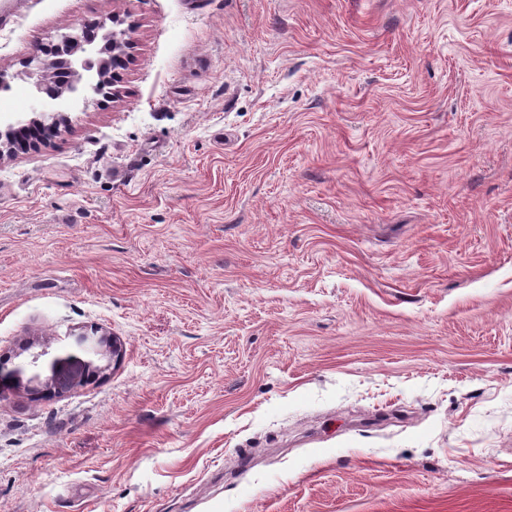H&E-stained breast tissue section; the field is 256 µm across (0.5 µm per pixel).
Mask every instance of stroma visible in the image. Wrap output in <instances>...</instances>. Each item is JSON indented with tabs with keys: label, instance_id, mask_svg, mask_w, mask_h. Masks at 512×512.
<instances>
[{
	"label": "stroma",
	"instance_id": "1",
	"mask_svg": "<svg viewBox=\"0 0 512 512\" xmlns=\"http://www.w3.org/2000/svg\"><path fill=\"white\" fill-rule=\"evenodd\" d=\"M114 13L0 158V512H512V0H12L0 108ZM126 24V20L121 19L117 16H112V31H111V39L112 45L108 46L112 48V71L109 68L110 60L105 59L103 61L104 68L101 71V75L97 76L98 80L95 84L89 86L90 90L94 94L102 93L105 82L108 83V87L111 84L112 72L119 68L123 64L124 55L126 49L129 47V34L134 28V24L132 22H128L126 27L121 28V26ZM85 30L81 29L79 33L64 35L60 41L54 44L50 49H46L43 52L45 55H51L53 58L46 60L41 59L39 56H34L26 63L27 70L26 75L28 78L33 79L34 83V105L31 108L32 114H36L37 117L30 119H18L14 125L13 134L22 136L32 132L38 139L43 140L45 137L52 136L58 131L60 120L58 118V112H47V107L50 101L59 100L62 98L64 93H75L78 91V84L82 80V73L85 67V55L87 53L84 45V34ZM68 45L70 50V58H62L63 48ZM36 62V64H33ZM54 63L55 66H64L74 76V85L70 89H57L46 86L50 80L46 78L48 72L51 70V66ZM34 68H31V67ZM48 91L52 97L48 98L44 93ZM83 368L84 367L78 368L62 376L51 378L44 383H40L36 386H27L26 388L32 395L38 397H50L64 393L89 378L90 372L85 374Z\"/></svg>",
	"mask_w": 512,
	"mask_h": 512
}]
</instances>
